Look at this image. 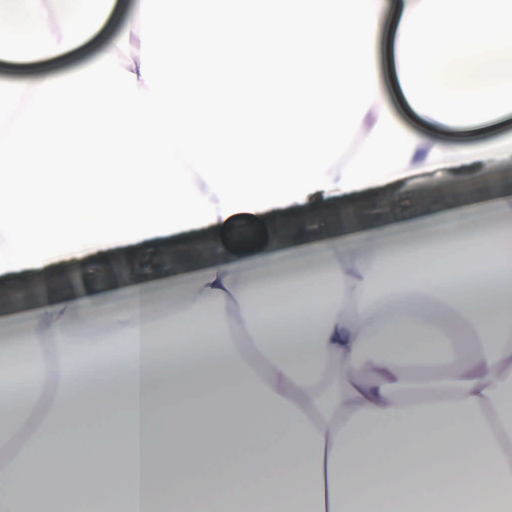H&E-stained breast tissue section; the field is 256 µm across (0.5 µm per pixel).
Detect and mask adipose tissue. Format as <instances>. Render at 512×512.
<instances>
[{
	"mask_svg": "<svg viewBox=\"0 0 512 512\" xmlns=\"http://www.w3.org/2000/svg\"><path fill=\"white\" fill-rule=\"evenodd\" d=\"M171 2L80 71L0 79V274L109 247L152 284L218 255L151 306L43 288L0 347V512H512V194L487 234L387 248L306 213L512 168L483 133L512 118V0ZM117 4L0 0V62L63 55ZM189 228L215 234L140 247ZM390 91V100L397 112H400L402 117L410 122H413L417 124L420 132L423 135H441V136H447L448 130H439L435 129L433 127H430L426 124H424L416 115L413 113V111L409 108V106L406 104V102L403 100V98L400 96L398 92H393L391 89Z\"/></svg>",
	"mask_w": 512,
	"mask_h": 512,
	"instance_id": "ef3b65f1",
	"label": "adipose tissue"
}]
</instances>
